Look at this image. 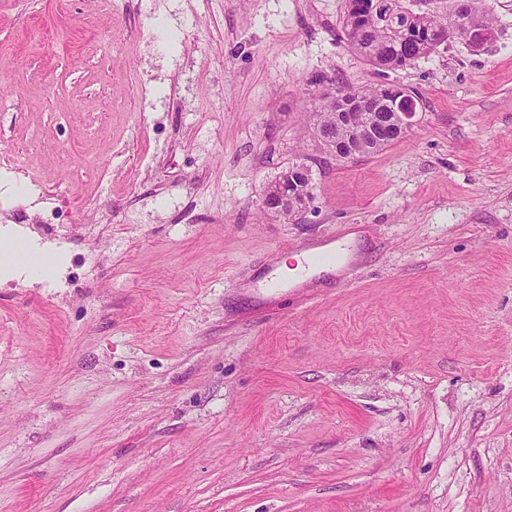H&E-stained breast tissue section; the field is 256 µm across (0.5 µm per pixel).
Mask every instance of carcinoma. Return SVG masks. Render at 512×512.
<instances>
[{"label":"carcinoma","instance_id":"1","mask_svg":"<svg viewBox=\"0 0 512 512\" xmlns=\"http://www.w3.org/2000/svg\"><path fill=\"white\" fill-rule=\"evenodd\" d=\"M406 0H348L343 20L342 38L347 45L372 66L395 70L436 51L441 44L454 39L465 40L468 23L479 20L489 28L491 22L481 8L482 0H449L445 11L427 10L419 14L405 12ZM340 102L336 108L317 104L309 113L313 129L335 132L336 141L323 146L328 151L348 145V151L336 155L340 160L369 156L390 146L401 137L393 130L380 133L373 112L361 107V101L372 99L382 112H393L391 99L401 90L394 84L335 86ZM288 200L299 203L311 196V184L304 177L288 182Z\"/></svg>","mask_w":512,"mask_h":512}]
</instances>
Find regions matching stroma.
Wrapping results in <instances>:
<instances>
[{
	"label": "stroma",
	"instance_id": "35a3bbf8",
	"mask_svg": "<svg viewBox=\"0 0 512 512\" xmlns=\"http://www.w3.org/2000/svg\"><path fill=\"white\" fill-rule=\"evenodd\" d=\"M347 7L0 0V196L72 228L30 234L46 277L0 261V512H512V0L385 72ZM316 74L409 89L414 127L326 155ZM302 162H289L288 169L290 166L299 165ZM288 169L281 172L277 178L270 182L268 187L266 188L263 205L270 212L278 215L280 213H286L288 211V201L293 203H300L304 198L311 197V184L308 183L307 179L304 177H298L294 181H289L288 178H294L295 171L288 172ZM286 186V190H284V186ZM310 199L307 198L305 203L299 210L296 211V215L302 213Z\"/></svg>",
	"mask_w": 512,
	"mask_h": 512
}]
</instances>
